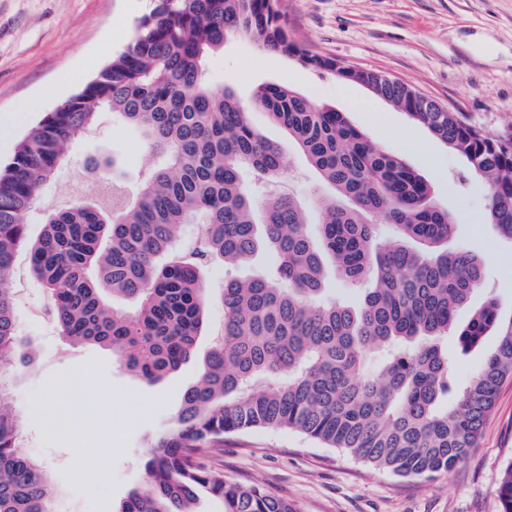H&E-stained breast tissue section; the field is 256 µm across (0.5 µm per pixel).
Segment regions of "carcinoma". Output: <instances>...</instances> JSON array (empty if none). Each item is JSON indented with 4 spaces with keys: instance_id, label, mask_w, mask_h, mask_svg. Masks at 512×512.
Listing matches in <instances>:
<instances>
[{
    "instance_id": "obj_1",
    "label": "carcinoma",
    "mask_w": 512,
    "mask_h": 512,
    "mask_svg": "<svg viewBox=\"0 0 512 512\" xmlns=\"http://www.w3.org/2000/svg\"><path fill=\"white\" fill-rule=\"evenodd\" d=\"M244 36L339 80L362 84L405 111L469 163L487 186L486 223L512 243V134L486 136L458 112L388 75L311 53L288 34L280 0H155L123 49L47 112L0 171V370L27 358L12 288L18 250L47 288L63 336L108 348L133 376L156 382L196 351L216 257L249 262L273 251L267 276L230 278L224 324L175 427L155 438L147 479L117 512H194L205 488L223 512H296L287 499L210 467L224 436L256 428L293 430L402 477L452 471L481 434L501 383L512 377V318L485 301L466 323L456 313L483 287L484 262L448 248L454 217L427 181L349 124L343 113L288 86L263 84L251 103L205 78L210 56ZM265 112L335 191L320 203L318 237L295 195L258 184L282 179V153L252 121ZM141 130L151 160L138 181H112V200L76 199L46 213L38 239L27 217L66 146L101 115ZM187 224L200 225L183 243ZM388 224L393 233L379 234ZM367 282L357 305L324 298L328 271ZM130 300L127 309L111 299ZM498 343L465 388L452 393L442 342L468 352ZM0 381V512H52L43 463L17 452L21 421ZM512 512V462L499 487Z\"/></svg>"
}]
</instances>
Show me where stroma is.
I'll list each match as a JSON object with an SVG mask.
<instances>
[{"mask_svg":"<svg viewBox=\"0 0 512 512\" xmlns=\"http://www.w3.org/2000/svg\"><path fill=\"white\" fill-rule=\"evenodd\" d=\"M282 2L291 36L312 53L403 80L490 135L512 133V0ZM152 6V0H0V164L11 159L44 113L73 94V87L58 84V74L78 71L91 79ZM206 78L246 100L259 85H285L344 112L373 142L427 179L433 199L456 219L450 247L482 257L485 286L460 311L459 321L490 298L503 316L512 315V243L500 240L484 221V183L474 177L459 183L465 158L365 87L261 51L245 37L228 41L210 58ZM354 98L368 101L375 119L354 110ZM253 119L281 145L283 181L310 224H317L319 201L329 188L283 128L259 109ZM147 154L137 130L103 114L94 131L67 147L65 163L42 187L41 207L28 218L29 238L41 234L45 210L76 195L94 197L100 184L114 177L136 182ZM273 263L272 252L262 248L247 265L216 259L206 267L211 327L224 321L218 295L225 279L261 274ZM13 288L22 332L31 341L28 364L10 376L12 406L23 424L19 451L49 467L58 512H117L127 493L144 483L148 446L174 427L212 338L200 337L195 355L178 371L148 383L120 366L109 349L75 346L62 336L48 312V293L30 274L27 251L16 256ZM496 344L490 335L482 347L464 353L449 341L457 386L482 367ZM104 387L111 399L102 398ZM106 447L112 453L104 472L80 478L79 469ZM511 462L512 379L501 385L466 461L431 480L401 477L299 433L272 428L225 436L223 453L208 460L229 477L259 483L287 499L297 512H501L499 486Z\"/></svg>","mask_w":512,"mask_h":512,"instance_id":"35a3bbf8","label":"stroma"}]
</instances>
